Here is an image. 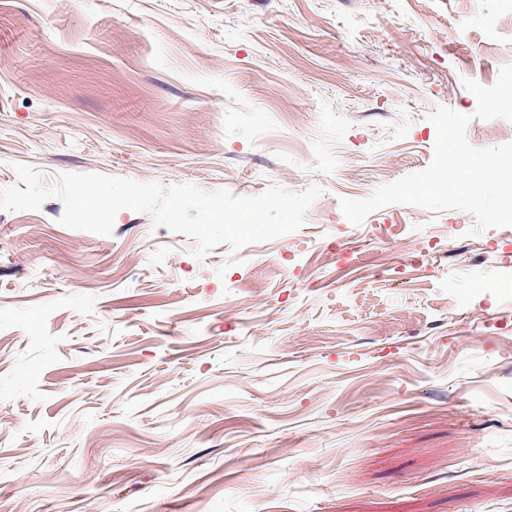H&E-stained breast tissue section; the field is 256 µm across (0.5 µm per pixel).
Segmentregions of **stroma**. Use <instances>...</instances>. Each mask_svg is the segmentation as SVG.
Listing matches in <instances>:
<instances>
[{
	"mask_svg": "<svg viewBox=\"0 0 512 512\" xmlns=\"http://www.w3.org/2000/svg\"><path fill=\"white\" fill-rule=\"evenodd\" d=\"M512 65V0H0L15 165L322 193L204 260L121 210L0 211V512H512V226L345 199Z\"/></svg>",
	"mask_w": 512,
	"mask_h": 512,
	"instance_id": "35a3bbf8",
	"label": "stroma"
}]
</instances>
